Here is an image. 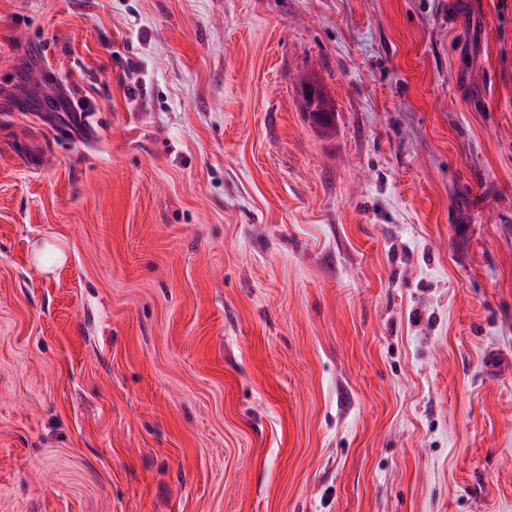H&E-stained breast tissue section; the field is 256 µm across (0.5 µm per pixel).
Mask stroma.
<instances>
[{
    "mask_svg": "<svg viewBox=\"0 0 512 512\" xmlns=\"http://www.w3.org/2000/svg\"><path fill=\"white\" fill-rule=\"evenodd\" d=\"M0 512H512V0H0Z\"/></svg>",
    "mask_w": 512,
    "mask_h": 512,
    "instance_id": "1",
    "label": "stroma"
}]
</instances>
